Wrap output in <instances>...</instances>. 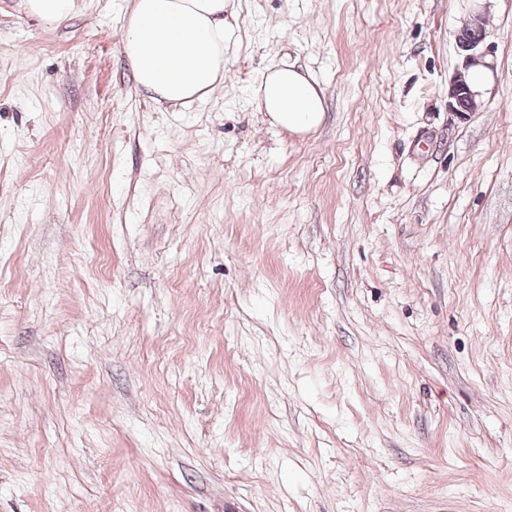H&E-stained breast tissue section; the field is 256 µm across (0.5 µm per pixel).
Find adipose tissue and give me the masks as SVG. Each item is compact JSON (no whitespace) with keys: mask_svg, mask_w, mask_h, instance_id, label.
Listing matches in <instances>:
<instances>
[{"mask_svg":"<svg viewBox=\"0 0 512 512\" xmlns=\"http://www.w3.org/2000/svg\"><path fill=\"white\" fill-rule=\"evenodd\" d=\"M231 0H132L123 41L137 87L160 104L187 107L224 81ZM259 111L294 133L315 129L325 113L318 83L295 65L267 67L253 91Z\"/></svg>","mask_w":512,"mask_h":512,"instance_id":"obj_1","label":"adipose tissue"}]
</instances>
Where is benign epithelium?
<instances>
[{"label":"benign epithelium","mask_w":512,"mask_h":512,"mask_svg":"<svg viewBox=\"0 0 512 512\" xmlns=\"http://www.w3.org/2000/svg\"><path fill=\"white\" fill-rule=\"evenodd\" d=\"M484 24V14L477 10L469 23L455 35L457 49L463 56V70L457 72L448 83V108L461 121L473 113L478 96V91L469 80V70L491 67L486 60L487 53L481 48L485 38Z\"/></svg>","instance_id":"benign-epithelium-1"}]
</instances>
